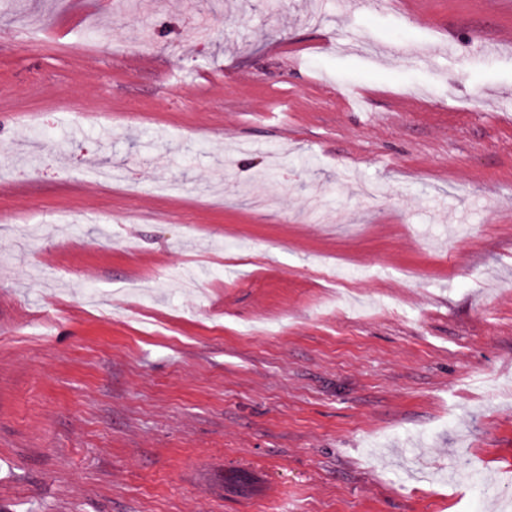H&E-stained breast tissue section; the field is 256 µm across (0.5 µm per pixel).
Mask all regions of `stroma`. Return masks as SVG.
Here are the masks:
<instances>
[{"mask_svg":"<svg viewBox=\"0 0 512 512\" xmlns=\"http://www.w3.org/2000/svg\"><path fill=\"white\" fill-rule=\"evenodd\" d=\"M0 512H512V0H0Z\"/></svg>","mask_w":512,"mask_h":512,"instance_id":"35a3bbf8","label":"stroma"}]
</instances>
